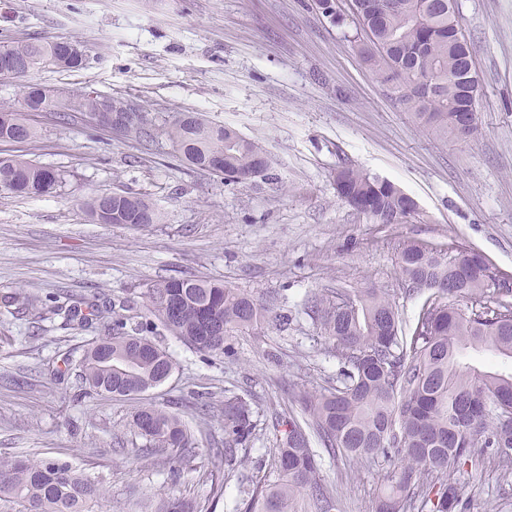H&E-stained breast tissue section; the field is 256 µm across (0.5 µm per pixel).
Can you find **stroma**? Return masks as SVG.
Returning <instances> with one entry per match:
<instances>
[{"instance_id": "35a3bbf8", "label": "stroma", "mask_w": 512, "mask_h": 512, "mask_svg": "<svg viewBox=\"0 0 512 512\" xmlns=\"http://www.w3.org/2000/svg\"><path fill=\"white\" fill-rule=\"evenodd\" d=\"M481 90L477 135L443 143L418 127L360 61L350 0L337 18L317 0H0V41L73 40L82 69L35 71V82L141 104L156 133L139 142L35 112L39 137L15 153L69 171L61 194L0 191V295L37 298L25 314L0 303V455L55 458L102 483L95 512H137L169 496L198 512H243L249 483L274 479L277 421L300 415V393L336 384L338 360L307 307L315 295L377 288L412 326L426 294L405 296L404 242L447 254L473 249L512 274V0H456ZM197 112L258 141L269 178L224 181L173 155L165 127ZM379 175L415 199L403 224H379L340 201L342 166ZM103 192L146 194L161 223L134 228L91 222L83 203ZM204 278L245 290L288 316L236 331L208 358L164 328L156 342L176 362L164 385L128 398L86 397L76 360L95 330H76L54 305L69 297L132 299L150 282ZM71 365H64L63 357ZM208 392L207 415H183L198 436L179 469L132 443L144 403ZM252 408L254 438L235 471L214 465L224 445V400ZM320 474L337 483L341 512H376L389 466L350 464L317 449ZM469 512H512V474L492 455L458 473Z\"/></svg>"}]
</instances>
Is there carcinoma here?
I'll use <instances>...</instances> for the list:
<instances>
[{"instance_id": "1", "label": "carcinoma", "mask_w": 512, "mask_h": 512, "mask_svg": "<svg viewBox=\"0 0 512 512\" xmlns=\"http://www.w3.org/2000/svg\"><path fill=\"white\" fill-rule=\"evenodd\" d=\"M369 41L354 38L363 64L388 86L414 121L446 141L461 140L448 116L472 108L470 92L478 89L476 74L457 51L459 16L448 0H355ZM16 60L29 71L52 65L62 71L83 68V52L71 41L44 44L37 40L0 44V70ZM33 112L70 116L97 108L102 94L70 92L61 101L56 91L39 83L23 86ZM165 134L187 165L216 175L267 176L263 147L199 113L180 116ZM123 135H153L144 112L128 117ZM38 137L27 113L0 104V142ZM68 173L39 165L19 155L0 156V191L21 197L50 196L67 183ZM343 191L338 197L381 224H402L417 213L416 201L393 182L349 166L340 169ZM89 218L105 224L148 226L162 221L145 196L120 193L108 215L97 211V197L86 203ZM402 289L408 296L430 291L429 316L418 315L403 335L396 305L375 289L336 299L316 297L311 308L321 316L324 336L336 346L340 364L336 387L300 397L304 422L288 421L274 465L277 477L259 481L248 491L245 512H340L336 487L325 482L311 448L317 438L335 457L365 464L381 457L397 462L388 472V492L377 512H467L468 503L456 480L477 450L490 449L504 470H512V372L502 373L464 361L471 347L512 359V288L489 289L491 266L474 254L448 257L410 241L398 256ZM479 300L487 293L496 307L467 312L455 303V292ZM148 316L127 314V302L99 297L65 308L67 320L79 329L95 325L102 338L85 344L80 378L89 391L109 397H132L164 384L176 363L151 340L154 321L195 351L224 354V337L262 321L288 324V316H270V307L228 284L197 278L164 279L148 286ZM18 310L34 306L22 289L4 297ZM131 433L146 440L153 454L180 457L194 445L183 414L171 406L146 404L133 415ZM252 435L250 407L243 397L224 400V445L214 454L229 463L235 446ZM102 490L94 479L66 462L51 459L0 457V501L19 506L17 512H92ZM140 512H191L177 501L156 506L145 502Z\"/></svg>"}]
</instances>
